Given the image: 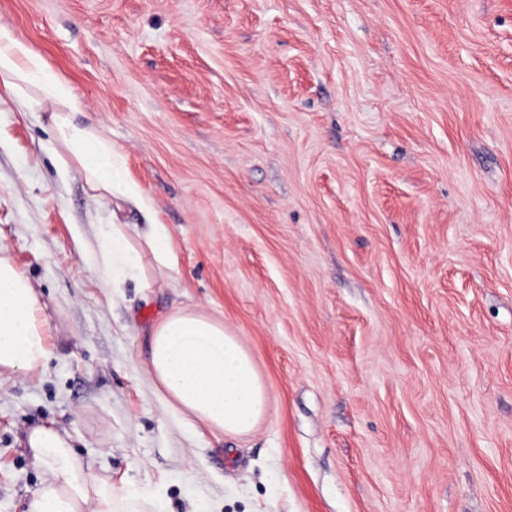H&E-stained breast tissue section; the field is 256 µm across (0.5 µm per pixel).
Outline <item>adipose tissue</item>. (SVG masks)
<instances>
[{
	"label": "adipose tissue",
	"mask_w": 512,
	"mask_h": 512,
	"mask_svg": "<svg viewBox=\"0 0 512 512\" xmlns=\"http://www.w3.org/2000/svg\"><path fill=\"white\" fill-rule=\"evenodd\" d=\"M0 86L25 111L53 104L52 136L61 149V166L80 169L95 196L149 208L150 200L128 176L119 148L93 126L75 122L76 101L68 85L2 25ZM100 234V263L112 287L130 282L150 287L145 258L160 270L175 265L165 225L152 224L139 248L125 225H101ZM42 311L37 292L0 248V374L34 373L46 365L51 350ZM146 372L174 410L227 434L250 432L268 406L265 386L238 337L220 320L191 309L170 312L156 325ZM27 444L46 471L27 512H119L111 486L88 471L68 435L40 426L29 432Z\"/></svg>",
	"instance_id": "adipose-tissue-1"
}]
</instances>
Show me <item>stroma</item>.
Returning a JSON list of instances; mask_svg holds the SVG:
<instances>
[{
    "instance_id": "1",
    "label": "stroma",
    "mask_w": 512,
    "mask_h": 512,
    "mask_svg": "<svg viewBox=\"0 0 512 512\" xmlns=\"http://www.w3.org/2000/svg\"><path fill=\"white\" fill-rule=\"evenodd\" d=\"M0 25L124 154L141 210L62 171L51 105L0 92V244L50 359L0 376V512L50 425L167 512H512V7L504 0H0ZM165 224L114 291L99 225ZM177 308L254 357L249 433L145 372Z\"/></svg>"
}]
</instances>
